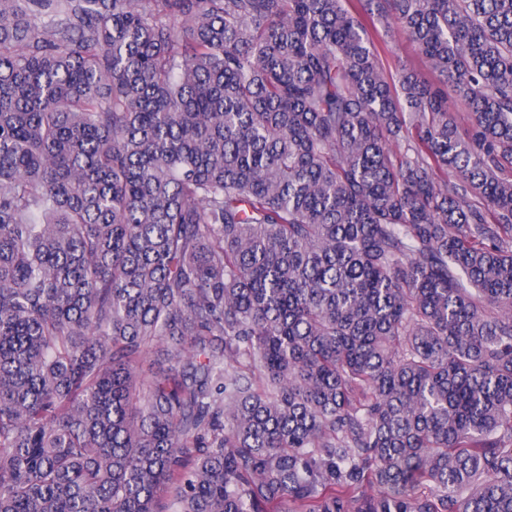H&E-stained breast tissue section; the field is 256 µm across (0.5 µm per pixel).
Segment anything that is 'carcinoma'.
Listing matches in <instances>:
<instances>
[{
	"instance_id": "1",
	"label": "carcinoma",
	"mask_w": 512,
	"mask_h": 512,
	"mask_svg": "<svg viewBox=\"0 0 512 512\" xmlns=\"http://www.w3.org/2000/svg\"><path fill=\"white\" fill-rule=\"evenodd\" d=\"M365 10L0 0V512H512V0ZM363 19L376 47V57L388 80L395 83L398 92V74L402 69L415 72L422 80L436 83L438 73L433 71L415 46L393 24L389 32H385L379 23L373 24L362 13Z\"/></svg>"
}]
</instances>
